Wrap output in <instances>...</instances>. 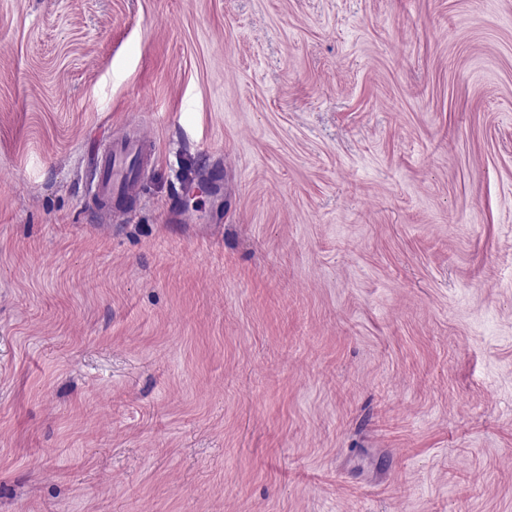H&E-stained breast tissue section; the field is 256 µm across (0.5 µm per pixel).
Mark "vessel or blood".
Masks as SVG:
<instances>
[{
    "mask_svg": "<svg viewBox=\"0 0 512 512\" xmlns=\"http://www.w3.org/2000/svg\"><path fill=\"white\" fill-rule=\"evenodd\" d=\"M151 139L146 133L135 138H108L100 145L97 173L92 192L103 207L113 200L132 199L139 195L145 176Z\"/></svg>",
    "mask_w": 512,
    "mask_h": 512,
    "instance_id": "1",
    "label": "vessel or blood"
}]
</instances>
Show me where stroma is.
Returning <instances> with one entry per match:
<instances>
[{"mask_svg": "<svg viewBox=\"0 0 512 512\" xmlns=\"http://www.w3.org/2000/svg\"><path fill=\"white\" fill-rule=\"evenodd\" d=\"M0 512H512V0H0ZM151 138L140 132L136 138L110 137L99 146L97 173L91 191L100 205L108 208L115 199L139 195L145 176Z\"/></svg>", "mask_w": 512, "mask_h": 512, "instance_id": "stroma-1", "label": "stroma"}]
</instances>
